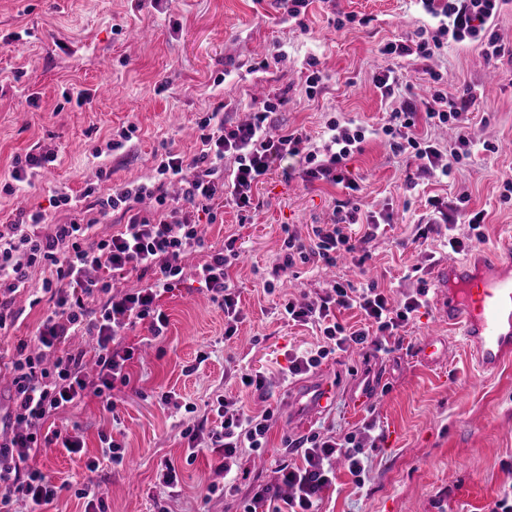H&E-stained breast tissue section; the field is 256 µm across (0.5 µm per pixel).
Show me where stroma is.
Instances as JSON below:
<instances>
[{"label":"stroma","instance_id":"obj_1","mask_svg":"<svg viewBox=\"0 0 512 512\" xmlns=\"http://www.w3.org/2000/svg\"><path fill=\"white\" fill-rule=\"evenodd\" d=\"M338 14L350 18L340 29L332 23ZM420 28L435 31L437 22L418 0H310L298 20L285 18L276 0H0V179L32 145L59 156L58 166L33 186L0 192V222L39 210L47 223H66L69 213L49 205L55 190L75 194L92 184L105 195L116 184L153 183L157 155L201 149L196 123L202 113L221 108L234 122L253 100L278 96L284 103L272 116V134L300 130L320 147L330 121L351 119L367 128L348 167L360 184L362 210L393 215L368 244L370 276L393 295L415 292L429 270L446 261L447 237L470 234L467 225L456 224L415 243L428 197L451 203L466 197L468 209L484 214L483 248L512 244V201L502 199L503 181L512 176V59L492 63L477 48L455 43L427 63L379 54V44ZM277 49L282 61L265 64ZM312 58L322 84L309 97L304 85ZM428 67L442 75L449 95L474 96L468 133L495 146L450 162L441 180L424 177L416 161L391 151L380 128L401 100L382 98L371 82L374 71L391 68L418 94ZM79 90L90 93L89 103L66 102V94ZM131 123L132 139L109 150V140ZM298 165V159H283L255 186L251 222L240 223L228 206L221 222L203 224L204 248L186 256L182 280L160 299L169 319L164 335L153 337L140 324L124 338L135 349L127 365L131 387L114 390V409L89 397L51 417L45 431L78 429L85 446L70 454L56 442L44 443L33 467L58 484L94 480L107 512H236L257 485L274 480L277 466L300 464L291 441L372 422L377 437L363 485L338 469L320 512H488L512 492V360L479 374L462 337L449 332L434 307L419 310L395 351L340 352L314 369L313 377L331 381L336 391L314 416L289 400L288 389L299 380L283 373L288 353L314 347L319 338L279 319L276 304L330 277H356L341 264L264 292L286 232L304 237L310 225L328 223L344 196L330 184L284 179V169ZM103 168L109 179H100ZM231 234L243 250L232 277L246 318L228 338L224 312L202 289L196 269L208 247H221ZM46 277L43 267H30L27 288L15 294L23 315L8 333L9 345L30 339L43 318L47 305L37 297ZM429 337L449 345L435 363L420 356ZM240 365L267 377L264 393L242 388ZM167 392L173 400L161 403ZM360 392L367 398L358 405ZM219 395L272 413L266 448L245 454L229 479L215 455L189 457L180 436L209 416ZM104 434L123 445L124 463L89 472L86 464L101 456ZM167 462L180 477L175 498L160 482ZM226 480L233 493L202 499L203 486Z\"/></svg>","mask_w":512,"mask_h":512}]
</instances>
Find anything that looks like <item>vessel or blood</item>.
Wrapping results in <instances>:
<instances>
[{
	"mask_svg": "<svg viewBox=\"0 0 512 512\" xmlns=\"http://www.w3.org/2000/svg\"><path fill=\"white\" fill-rule=\"evenodd\" d=\"M432 303L459 328L477 369L490 373L512 356V250L486 252L479 265L451 259L433 267Z\"/></svg>",
	"mask_w": 512,
	"mask_h": 512,
	"instance_id": "obj_1",
	"label": "vessel or blood"
}]
</instances>
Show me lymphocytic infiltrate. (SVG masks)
<instances>
[{
	"instance_id": "1",
	"label": "lymphocytic infiltrate",
	"mask_w": 512,
	"mask_h": 512,
	"mask_svg": "<svg viewBox=\"0 0 512 512\" xmlns=\"http://www.w3.org/2000/svg\"><path fill=\"white\" fill-rule=\"evenodd\" d=\"M512 0H420L424 11L438 20L436 33L417 30L415 34L386 42L381 52L399 57L417 55L429 60L440 54L445 41L470 42L486 59L502 54V48L491 29L503 6ZM473 95L450 96L434 90L430 97H404L398 112L392 113L382 131L391 140L396 153H411L420 160L423 172L431 178L447 176L441 165V150L414 133L418 116L434 125L451 124L457 130L453 158L468 157L473 143L466 133L468 114L474 105ZM278 103L264 100L249 120L227 123L223 112L213 111L201 121L202 148L198 154L186 156L169 152L156 167L153 185L130 187L118 185L111 193L94 196L92 189L73 194L51 195L53 208L74 211L75 219L54 224L42 231L45 217L41 212L19 214L17 220L0 225V331L14 326L22 313L13 306V296L28 281V268L41 265L49 273L43 283L48 309L31 341L19 342L7 364L12 375L13 390L8 412L0 421V512H15L18 499H25L32 512L53 501L62 491L40 471L29 469L27 461L38 448L42 423L58 410L87 396H110L116 384H128L127 363L132 349L117 347L116 341L136 325L147 324L152 335L162 336L168 317L159 304L183 276L184 257L205 241L195 220L196 215L215 217L224 205L238 211L251 207L253 188L273 165L287 157L302 159L304 181H323L355 189L345 167L366 139L365 130L353 123L331 122L323 151H316L310 137L299 130L272 135L269 118L277 112ZM232 159V171H225V159ZM53 154L30 148L24 157L13 160L10 180L1 186L12 194L31 184L38 173L56 162ZM181 181L178 197H169L167 185ZM154 199L157 207L151 215L137 213L144 199ZM432 209L420 218L418 238L441 224H466L480 228L482 213L469 214L456 206L432 201ZM97 211L100 216L120 215L123 228L109 238H92L90 224L81 215ZM364 223L362 239H355L351 226ZM380 224L374 216H362L353 199L337 201L333 218L327 224L312 225L308 237L288 235L283 253L264 282L266 292H274L275 284L296 275L298 267L312 269L337 266L351 258L357 268H364L369 254L363 241L371 240ZM24 252L26 262L15 255ZM241 250L236 236L225 237L224 244L210 254L197 268V277L214 302L224 311L225 336H234L245 319L240 294L229 271L238 264ZM149 272L151 283L132 292L118 294L112 290L115 277L133 271ZM428 302L427 289L392 300L376 283L355 287L351 282L332 281L301 300H288L278 313L289 322L316 328L322 343L317 348L288 360V372L304 374L321 365L330 355L353 347H376L390 352L401 340V333L413 321L419 309ZM358 309L361 321L345 326L336 319L339 310ZM92 336L95 376L85 372V353L67 347L71 336ZM219 421L209 425L200 421L182 432L189 451L208 450L221 459L219 468L231 473L239 467L244 450L259 451L267 443L270 428L268 413H256L237 405L226 397H217L213 406ZM366 435L353 431L344 436L312 434L294 441L300 450L302 465H280L274 482L257 486L243 512H258L271 505V512H319L325 490L335 479L333 462L343 457L356 484H363L368 455ZM287 495H280V487Z\"/></svg>"
}]
</instances>
